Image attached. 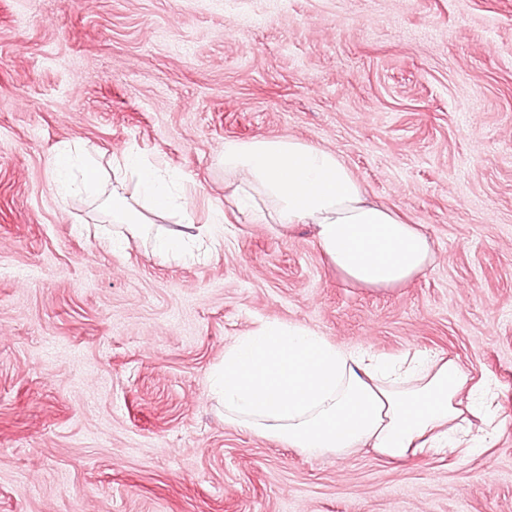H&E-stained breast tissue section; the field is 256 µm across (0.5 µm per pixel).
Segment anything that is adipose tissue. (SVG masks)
Masks as SVG:
<instances>
[{
	"label": "adipose tissue",
	"mask_w": 512,
	"mask_h": 512,
	"mask_svg": "<svg viewBox=\"0 0 512 512\" xmlns=\"http://www.w3.org/2000/svg\"><path fill=\"white\" fill-rule=\"evenodd\" d=\"M49 167L60 197L81 184L103 199L132 240L186 205L178 173L130 150L105 171L89 152L63 142ZM224 171L240 179L232 204L263 205L275 224L312 225L329 267L351 286L400 287L432 259L421 228L369 200L349 166L330 150L292 136L228 140ZM211 233L176 224L156 232L152 247L176 257ZM212 389L227 421L311 456L368 446L400 460L442 443L453 449L464 416L484 412L455 359H396L344 349L306 326L282 322H263L227 347Z\"/></svg>",
	"instance_id": "obj_1"
}]
</instances>
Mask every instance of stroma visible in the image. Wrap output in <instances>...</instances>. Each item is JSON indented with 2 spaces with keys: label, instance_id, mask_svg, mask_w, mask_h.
<instances>
[{
  "label": "stroma",
  "instance_id": "stroma-1",
  "mask_svg": "<svg viewBox=\"0 0 512 512\" xmlns=\"http://www.w3.org/2000/svg\"><path fill=\"white\" fill-rule=\"evenodd\" d=\"M338 153L422 225L409 284L354 288L306 224L225 210L224 142ZM179 173L200 259L109 247L47 160ZM264 321L456 359L488 448L310 456L224 420L211 372ZM0 512H512V0H0Z\"/></svg>",
  "mask_w": 512,
  "mask_h": 512
}]
</instances>
